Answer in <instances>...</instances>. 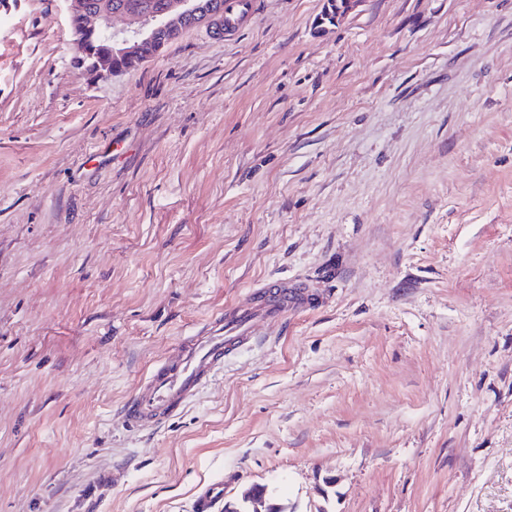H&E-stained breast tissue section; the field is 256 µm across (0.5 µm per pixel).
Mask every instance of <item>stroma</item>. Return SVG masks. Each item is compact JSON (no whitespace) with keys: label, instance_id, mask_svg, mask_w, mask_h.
Masks as SVG:
<instances>
[{"label":"stroma","instance_id":"obj_1","mask_svg":"<svg viewBox=\"0 0 512 512\" xmlns=\"http://www.w3.org/2000/svg\"><path fill=\"white\" fill-rule=\"evenodd\" d=\"M98 80L0 0V512H512V0H250ZM286 282L158 427L121 409ZM222 12L216 17H220L224 13V17L218 19V27L224 28V34H229L236 30L238 16L242 8L247 4L246 0H217ZM267 489L263 486H253L247 490L240 501H238L239 508H231L230 503L224 505L226 512L235 511L241 512L244 508L245 512H268L266 506Z\"/></svg>","mask_w":512,"mask_h":512}]
</instances>
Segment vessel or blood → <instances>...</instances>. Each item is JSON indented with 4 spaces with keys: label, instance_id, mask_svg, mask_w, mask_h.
Wrapping results in <instances>:
<instances>
[{
    "label": "vessel or blood",
    "instance_id": "vessel-or-blood-1",
    "mask_svg": "<svg viewBox=\"0 0 512 512\" xmlns=\"http://www.w3.org/2000/svg\"><path fill=\"white\" fill-rule=\"evenodd\" d=\"M306 303L301 294L275 284L247 305L213 318L203 334L185 337L153 367L138 393L123 407L124 422L135 429L161 424L183 408L223 364L226 350L245 343L258 320L284 315L289 308Z\"/></svg>",
    "mask_w": 512,
    "mask_h": 512
}]
</instances>
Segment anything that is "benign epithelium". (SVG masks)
Here are the masks:
<instances>
[{"mask_svg":"<svg viewBox=\"0 0 512 512\" xmlns=\"http://www.w3.org/2000/svg\"><path fill=\"white\" fill-rule=\"evenodd\" d=\"M68 6V22L78 18L81 21L82 35L76 36L74 44L79 56L77 62L101 79H108L119 74L112 67V54L102 51L96 46V38L104 36L121 45V55L127 59L142 63L155 55L161 48L157 45L155 31L161 30L173 41L180 34L212 17V5L203 0H164L160 9L133 0L121 6H112V0H97L94 6L85 5V0H66ZM358 0H327L326 8L318 23L337 22L344 17ZM116 17L124 19L127 28L122 30V37H117L112 30V20ZM267 489L253 486L247 490L240 501L239 508L232 509L230 504L224 505L225 512H267Z\"/></svg>","mask_w":512,"mask_h":512,"instance_id":"obj_1","label":"benign epithelium"}]
</instances>
